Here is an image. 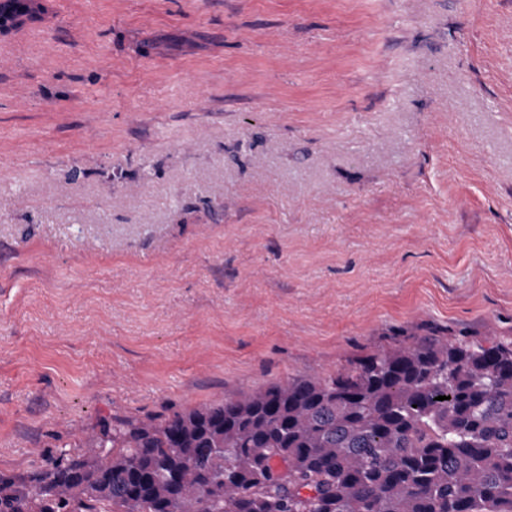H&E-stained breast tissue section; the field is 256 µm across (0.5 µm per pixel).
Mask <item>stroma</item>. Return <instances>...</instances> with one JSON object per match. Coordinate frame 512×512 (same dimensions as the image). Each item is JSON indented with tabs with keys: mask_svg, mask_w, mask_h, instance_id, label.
Masks as SVG:
<instances>
[{
	"mask_svg": "<svg viewBox=\"0 0 512 512\" xmlns=\"http://www.w3.org/2000/svg\"><path fill=\"white\" fill-rule=\"evenodd\" d=\"M0 35V471L512 336V0H30Z\"/></svg>",
	"mask_w": 512,
	"mask_h": 512,
	"instance_id": "1",
	"label": "stroma"
}]
</instances>
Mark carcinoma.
<instances>
[{"label":"carcinoma","instance_id":"obj_1","mask_svg":"<svg viewBox=\"0 0 512 512\" xmlns=\"http://www.w3.org/2000/svg\"><path fill=\"white\" fill-rule=\"evenodd\" d=\"M0 512H512V338L428 327L332 372L105 416L86 450L0 471Z\"/></svg>","mask_w":512,"mask_h":512}]
</instances>
